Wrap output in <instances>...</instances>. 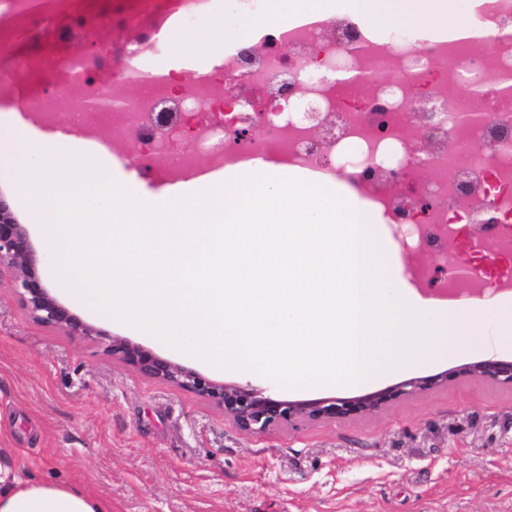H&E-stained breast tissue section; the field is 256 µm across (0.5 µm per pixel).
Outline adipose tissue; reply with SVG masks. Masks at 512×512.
Returning a JSON list of instances; mask_svg holds the SVG:
<instances>
[{
    "instance_id": "obj_1",
    "label": "adipose tissue",
    "mask_w": 512,
    "mask_h": 512,
    "mask_svg": "<svg viewBox=\"0 0 512 512\" xmlns=\"http://www.w3.org/2000/svg\"><path fill=\"white\" fill-rule=\"evenodd\" d=\"M332 0H269L265 21L285 26L293 22L327 18ZM349 8L380 22L399 18L448 35L449 39H469L470 24L452 10L431 6L429 0H392L382 9L381 0H347ZM0 512H112L111 503L71 481H48L22 477L10 466L0 464Z\"/></svg>"
}]
</instances>
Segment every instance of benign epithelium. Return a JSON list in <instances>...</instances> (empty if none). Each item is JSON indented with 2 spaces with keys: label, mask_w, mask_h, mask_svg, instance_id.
Here are the masks:
<instances>
[{
  "label": "benign epithelium",
  "mask_w": 512,
  "mask_h": 512,
  "mask_svg": "<svg viewBox=\"0 0 512 512\" xmlns=\"http://www.w3.org/2000/svg\"><path fill=\"white\" fill-rule=\"evenodd\" d=\"M77 66L85 70L102 67L104 57L94 46L76 55ZM12 272V288L30 315L39 323L60 328L71 335L90 336L104 351L142 375L173 383L224 410L238 428L250 435H262L274 428L298 422H336L376 414L399 399L436 388L451 379L473 377L512 385V359L489 358L464 364L450 372L412 378L396 386L357 398L311 401L279 400L246 385L211 381L199 372L161 358L139 344L114 336L82 322L50 295L39 273V259L25 225L0 192V266Z\"/></svg>",
  "instance_id": "obj_1"
}]
</instances>
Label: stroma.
Returning <instances> with one entry per match:
<instances>
[{"mask_svg": "<svg viewBox=\"0 0 512 512\" xmlns=\"http://www.w3.org/2000/svg\"><path fill=\"white\" fill-rule=\"evenodd\" d=\"M209 16L177 19L176 45L140 63L192 53L220 32ZM0 192L31 224V180L0 160ZM82 321L128 338L220 383L281 400L353 398V389L283 388L153 343L136 329L63 298ZM474 352L409 363L367 385L375 392L466 363L512 358V324L487 328ZM0 448L21 475L77 481L112 512H512V386L459 378L384 412L304 423L262 435L176 385L149 379L83 336L31 318L0 273Z\"/></svg>", "mask_w": 512, "mask_h": 512, "instance_id": "1", "label": "stroma"}]
</instances>
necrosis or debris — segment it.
<instances>
[{"mask_svg":"<svg viewBox=\"0 0 512 512\" xmlns=\"http://www.w3.org/2000/svg\"><path fill=\"white\" fill-rule=\"evenodd\" d=\"M17 6L14 21L36 37L22 56L0 57V76L8 75L9 104L44 120L88 119L67 99L63 85L71 76L66 56H47L44 41L95 43L98 26L122 33L136 23L132 40L118 41L121 62L110 82L94 72L84 81L99 97L122 100L112 126L131 129L134 139L113 143L112 156L141 158L140 170L174 177L205 160L237 164L278 157L322 175L351 169L354 191L378 206L390 223L401 225V248L428 255L410 265L414 284L444 294L465 283L468 295L512 288V93L501 82L512 78V0H482L473 23L476 42L418 39L401 31L379 39L347 14L286 28L261 25L251 51L240 65L238 47L224 52V68L202 81L171 74L152 82L139 64L166 39L168 18L156 0L135 20L86 21L79 0H61L55 14L32 13ZM358 68L362 82L340 85L337 70ZM55 74L54 84L40 81ZM140 93L126 99L125 89ZM238 84L262 90L273 85L287 94L255 111L246 96L229 93ZM476 101L485 121L460 130L466 112L462 95ZM431 108L434 124L418 126L421 106ZM189 137L204 146L203 158L183 157L171 141ZM482 234L468 229L487 219Z\"/></svg>","mask_w":512,"mask_h":512,"instance_id":"obj_1","label":"necrosis or debris"}]
</instances>
